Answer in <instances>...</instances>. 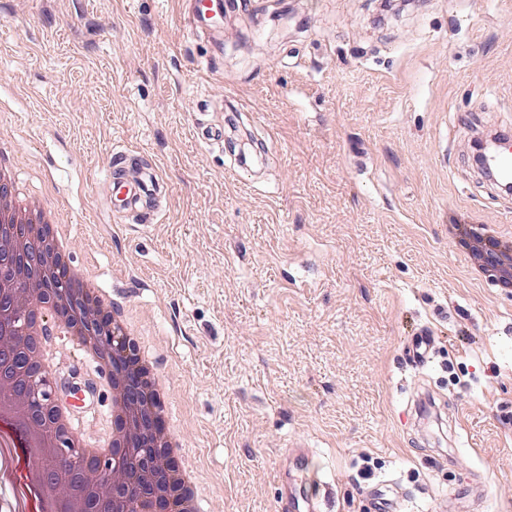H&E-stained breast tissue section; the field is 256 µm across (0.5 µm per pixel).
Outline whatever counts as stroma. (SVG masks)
Wrapping results in <instances>:
<instances>
[{
    "mask_svg": "<svg viewBox=\"0 0 512 512\" xmlns=\"http://www.w3.org/2000/svg\"><path fill=\"white\" fill-rule=\"evenodd\" d=\"M185 7L0 0V160L140 325L204 512H275L292 442L328 512L378 480L400 512H512V293L444 223L512 232L471 160L512 131V0H224L215 43ZM211 127L248 131L254 180ZM117 151L170 184L151 223L112 216ZM418 322L449 333L421 370Z\"/></svg>",
    "mask_w": 512,
    "mask_h": 512,
    "instance_id": "obj_1",
    "label": "stroma"
}]
</instances>
